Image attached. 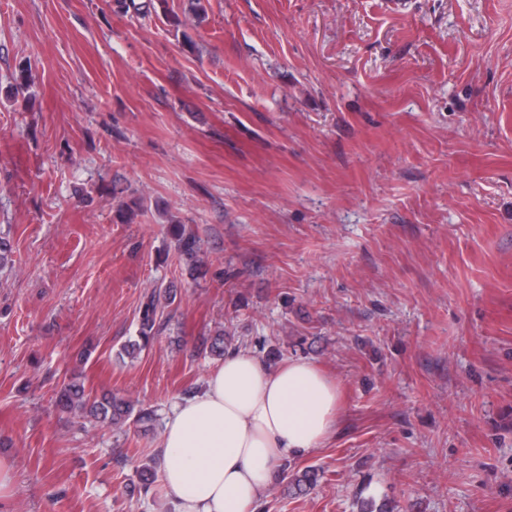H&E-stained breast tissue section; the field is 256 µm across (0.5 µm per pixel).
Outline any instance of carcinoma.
Wrapping results in <instances>:
<instances>
[{
    "instance_id": "cac0c4a2",
    "label": "carcinoma",
    "mask_w": 512,
    "mask_h": 512,
    "mask_svg": "<svg viewBox=\"0 0 512 512\" xmlns=\"http://www.w3.org/2000/svg\"><path fill=\"white\" fill-rule=\"evenodd\" d=\"M207 3L208 0H189L188 17L183 21L175 19L176 24L200 25L205 22L208 17ZM174 298L170 290H154L144 297L140 307L138 339L124 344L121 355L134 360L150 346L155 337L160 308L163 303H170ZM56 402L65 412L87 414L118 429L130 422L145 426L153 420L152 412L137 407L131 400L112 394L99 399L86 394L84 384L76 379L61 387Z\"/></svg>"
}]
</instances>
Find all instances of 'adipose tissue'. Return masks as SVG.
I'll return each mask as SVG.
<instances>
[{"label":"adipose tissue","instance_id":"obj_1","mask_svg":"<svg viewBox=\"0 0 512 512\" xmlns=\"http://www.w3.org/2000/svg\"><path fill=\"white\" fill-rule=\"evenodd\" d=\"M339 416V387L316 365L226 349L164 418L160 474L174 512H257L284 462L325 445Z\"/></svg>","mask_w":512,"mask_h":512}]
</instances>
